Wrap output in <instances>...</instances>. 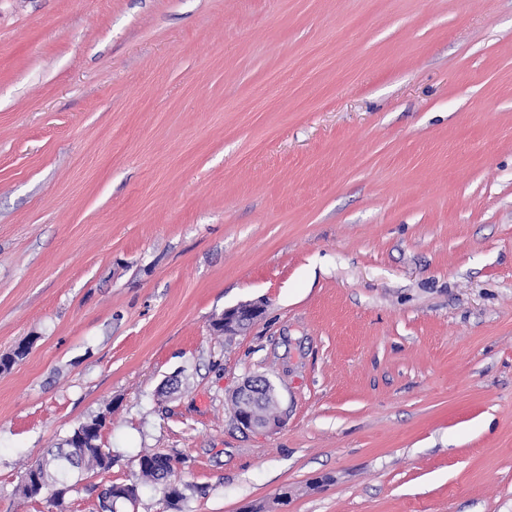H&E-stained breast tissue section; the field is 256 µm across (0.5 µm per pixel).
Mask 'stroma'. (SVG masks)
I'll list each match as a JSON object with an SVG mask.
<instances>
[{"label": "stroma", "mask_w": 512, "mask_h": 512, "mask_svg": "<svg viewBox=\"0 0 512 512\" xmlns=\"http://www.w3.org/2000/svg\"><path fill=\"white\" fill-rule=\"evenodd\" d=\"M26 339L0 512H100L143 450L186 512H512V0H0V355ZM100 414L111 469L17 493ZM263 306L258 303H245L224 309V315L212 324L215 331L225 336L235 335L244 321L253 322L263 314ZM224 320V324H223Z\"/></svg>", "instance_id": "1"}]
</instances>
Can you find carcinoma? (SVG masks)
<instances>
[{"label":"carcinoma","mask_w":512,"mask_h":512,"mask_svg":"<svg viewBox=\"0 0 512 512\" xmlns=\"http://www.w3.org/2000/svg\"><path fill=\"white\" fill-rule=\"evenodd\" d=\"M28 354V342L20 343L12 353L0 357V371L9 370L15 363ZM263 386V399L258 405V411L267 416H277L276 389L267 378H260ZM106 416L101 414L92 420L81 424V427L93 429L94 443L81 447L68 437L64 440V447L50 460H45L34 467H30L25 474H35L46 487L75 486L80 478V472L89 469L106 471L112 467V456L106 453L96 441L100 437V429L105 427ZM139 464L140 483L161 487L163 501L166 508L174 512H183L186 497L179 484L171 480L173 458L160 452L144 451L137 457ZM116 485L111 484L101 493V508L104 512H120L125 506L123 500L115 491Z\"/></svg>","instance_id":"obj_1"}]
</instances>
